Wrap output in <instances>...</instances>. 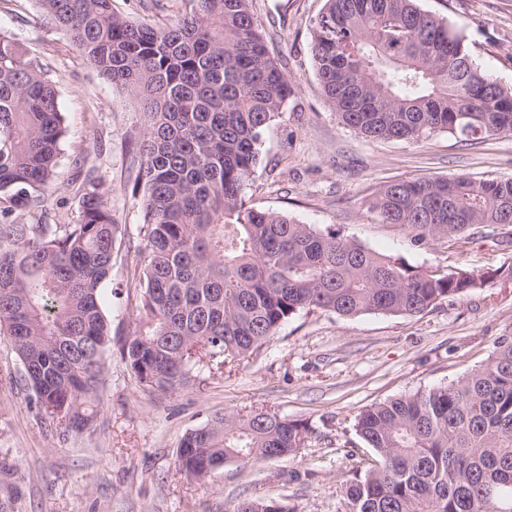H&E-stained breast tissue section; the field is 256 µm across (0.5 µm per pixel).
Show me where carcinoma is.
<instances>
[{"label":"carcinoma","instance_id":"carcinoma-1","mask_svg":"<svg viewBox=\"0 0 512 512\" xmlns=\"http://www.w3.org/2000/svg\"><path fill=\"white\" fill-rule=\"evenodd\" d=\"M36 2L144 117L136 182L147 263L139 327L120 348L144 390L177 389L204 357L218 368L249 358L303 309L416 316L488 280L512 282V265L486 275L423 270L247 203L263 135L296 91L250 0H196L164 27L128 20L113 0ZM311 52L340 123L366 140L512 134V88L481 70L464 36L420 0H326ZM63 136L41 64L0 32V335L38 413L79 434L104 388L112 334L100 290L122 225L89 175L78 223L22 219L42 209L58 178ZM368 210L416 243L463 249L512 225V179L395 180ZM355 431L372 459L346 482L345 512H512V331L467 376L361 410ZM308 432L262 408L214 414L184 434L178 466L202 479L230 462L280 460ZM230 512L295 508L240 497Z\"/></svg>","mask_w":512,"mask_h":512}]
</instances>
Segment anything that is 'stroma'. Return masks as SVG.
Returning <instances> with one entry per match:
<instances>
[{"label":"stroma","instance_id":"obj_1","mask_svg":"<svg viewBox=\"0 0 512 512\" xmlns=\"http://www.w3.org/2000/svg\"><path fill=\"white\" fill-rule=\"evenodd\" d=\"M122 15L159 26L192 10L193 0H114ZM325 0H252L270 50L297 85L264 136L262 163L246 196L315 229L403 257L422 269L487 273L512 265V249L479 239L458 250L415 243L382 224L367 200L387 182L465 175L512 178V135L468 145L445 133L410 144L369 141L344 128L323 93L311 56L312 23ZM465 37L476 63L512 87V0H421ZM0 30L13 33L45 67L63 115L59 177L45 208L50 223L79 220L76 164L97 170L100 189L127 242L101 290L114 351L106 390L83 433L59 435L37 414L20 381V361L0 336V512H224L235 497L284 501L297 512H343V483L370 456L352 427L365 406L442 386L485 363L512 329V284L493 281L464 298L410 317L344 318L303 310L284 321L248 360L202 369L172 393L149 394L119 348L138 325L137 245L143 214L135 144L143 132L136 102L89 64L41 15L35 0H0ZM263 408L307 421L305 444L290 457L229 463L198 480L177 465L183 435L224 411Z\"/></svg>","mask_w":512,"mask_h":512}]
</instances>
